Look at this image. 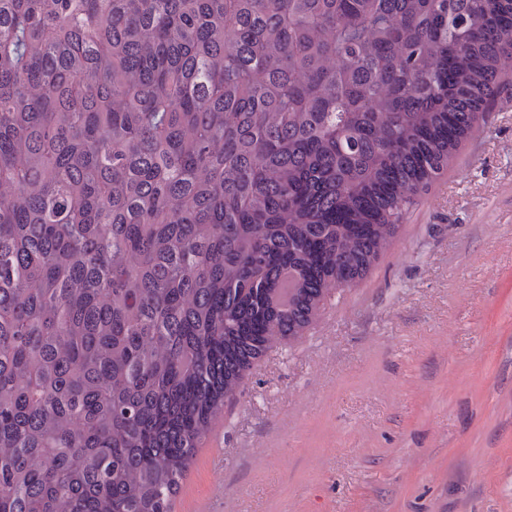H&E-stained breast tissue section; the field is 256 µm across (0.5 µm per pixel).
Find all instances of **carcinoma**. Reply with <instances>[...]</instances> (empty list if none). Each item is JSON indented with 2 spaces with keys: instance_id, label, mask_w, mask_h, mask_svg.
Instances as JSON below:
<instances>
[{
  "instance_id": "obj_1",
  "label": "carcinoma",
  "mask_w": 512,
  "mask_h": 512,
  "mask_svg": "<svg viewBox=\"0 0 512 512\" xmlns=\"http://www.w3.org/2000/svg\"><path fill=\"white\" fill-rule=\"evenodd\" d=\"M511 77L512 0H0V512H171Z\"/></svg>"
}]
</instances>
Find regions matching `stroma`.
I'll list each match as a JSON object with an SVG mask.
<instances>
[{"mask_svg":"<svg viewBox=\"0 0 512 512\" xmlns=\"http://www.w3.org/2000/svg\"><path fill=\"white\" fill-rule=\"evenodd\" d=\"M172 512H512V82L367 277L226 401Z\"/></svg>","mask_w":512,"mask_h":512,"instance_id":"35a3bbf8","label":"stroma"}]
</instances>
